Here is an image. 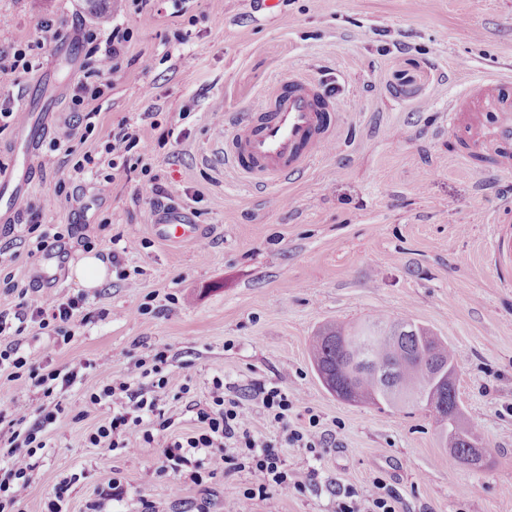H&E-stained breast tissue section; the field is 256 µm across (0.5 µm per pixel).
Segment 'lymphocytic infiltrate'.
Segmentation results:
<instances>
[{"label": "lymphocytic infiltrate", "mask_w": 512, "mask_h": 512, "mask_svg": "<svg viewBox=\"0 0 512 512\" xmlns=\"http://www.w3.org/2000/svg\"><path fill=\"white\" fill-rule=\"evenodd\" d=\"M5 285L16 292L19 302L14 316L0 313L1 336L7 335L11 326L23 330L32 323L48 335L67 342L76 320L87 323L94 317L93 312L84 311L83 297L61 300L47 293L34 297L28 288L18 286L10 278ZM83 365V360H76L74 368L63 373L46 369L34 354H19L15 343L0 349V372L8 373L13 379H26L39 389L43 398L42 405L33 413L18 403L0 409V424H7L11 432L10 449L4 465L0 466V512H17L30 486V460L45 448L43 433L63 411L57 388L71 386ZM145 378L150 379L153 388L167 389L169 377L164 352H156L151 365H138L136 370L113 378L110 385L90 395V404L98 405L106 400L112 403L111 417L89 438L92 446L165 457L168 468L184 473L201 488L218 476L245 469L251 481L244 494L250 498H268L300 488V481L286 469L276 444L254 435L240 411L239 401L225 393L223 378L213 379L211 400L206 406L197 407L194 417L197 429L185 437L167 436L166 431L173 423L169 411L160 406L158 399L142 398L133 391L134 381ZM248 395L281 428L286 445L312 452L323 447L324 437L316 416H309L303 427L290 425L288 416L301 402L298 394L256 384ZM336 496V512H398V498L380 479L374 481L369 493L346 488L337 491Z\"/></svg>", "instance_id": "f902f5d3"}]
</instances>
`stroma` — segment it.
<instances>
[{"label":"stroma","mask_w":512,"mask_h":512,"mask_svg":"<svg viewBox=\"0 0 512 512\" xmlns=\"http://www.w3.org/2000/svg\"><path fill=\"white\" fill-rule=\"evenodd\" d=\"M154 0L138 12L115 0L99 23L84 0H0V49L44 42L17 84L0 88L14 110L54 100L30 158L34 181L24 203L42 228H97L101 253L119 252L123 271L101 287L67 279L84 249L79 235L49 254L32 253L20 216L0 229V272L19 285L68 298L83 295L108 316L76 324L70 341L31 324L17 336L51 369L88 361L62 393L65 410L44 432L21 512H46L54 484L78 474L69 512L121 474L126 493L109 512H336V484L358 491L383 479L401 512H512V284L496 267L491 219L512 195V171L462 163L448 129L449 104L480 76L512 77V0ZM57 23L59 36L40 28ZM133 33L113 70L103 52L113 27ZM94 31L103 95L73 111ZM301 72L316 80L340 117L339 143L305 172L271 188L245 186L224 165L228 119L248 112L275 80ZM90 128L74 156L51 151L59 127ZM140 135L138 153L162 195L136 199L140 171L100 167L74 175L75 157L98 158L120 123ZM172 130L166 145L158 139ZM112 190L100 196V176ZM69 198H57L59 188ZM187 209L195 239L165 240L155 220L168 202ZM175 311H168V304ZM432 329L460 353L457 389L466 420L483 437L481 468L452 466L436 416L422 406L377 409L340 401L318 379L308 343L333 322L376 314ZM167 350L163 396L171 434L195 424L172 396L209 401L214 377L235 384L256 435L277 430L247 392L258 382L298 392L294 426L317 415L326 434L319 454L287 447L282 458L301 490L246 498L248 471L202 490L161 473V459L96 448L88 436L111 415L91 393L138 359Z\"/></svg>","instance_id":"35a3bbf8"}]
</instances>
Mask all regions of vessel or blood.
<instances>
[{
	"label": "vessel or blood",
	"instance_id": "obj_1",
	"mask_svg": "<svg viewBox=\"0 0 512 512\" xmlns=\"http://www.w3.org/2000/svg\"><path fill=\"white\" fill-rule=\"evenodd\" d=\"M476 103L467 123L459 112ZM448 127L460 134L467 155L497 149L504 169L512 168V79L479 78L448 107ZM337 123L319 87L303 76L278 82L243 117L224 140L227 167L244 176L250 184L272 186L308 169L322 149L337 143ZM0 184L12 187V202L28 191V170L9 169L0 174ZM498 228L495 259L500 269L512 273V199H503L493 219ZM163 236L169 240H189L196 230L181 209L168 211L163 220Z\"/></svg>",
	"mask_w": 512,
	"mask_h": 512
}]
</instances>
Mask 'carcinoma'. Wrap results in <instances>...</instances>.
Returning <instances> with one entry per match:
<instances>
[{
    "instance_id": "1",
    "label": "carcinoma",
    "mask_w": 512,
    "mask_h": 512,
    "mask_svg": "<svg viewBox=\"0 0 512 512\" xmlns=\"http://www.w3.org/2000/svg\"><path fill=\"white\" fill-rule=\"evenodd\" d=\"M88 12L97 18L112 13V0H86ZM409 329L395 343L386 335L395 329ZM309 356L323 386L348 403L396 407L417 405L426 390L433 370L423 371L417 365L434 362L448 367V377L431 390L436 403L451 414L458 407L456 368L458 352L435 336L428 328L408 319H392L378 314L362 323L342 326L330 324L311 339ZM360 357L370 365L354 372L347 366ZM481 443L477 432L465 425L460 433L446 437L448 463H466L474 447Z\"/></svg>"
}]
</instances>
